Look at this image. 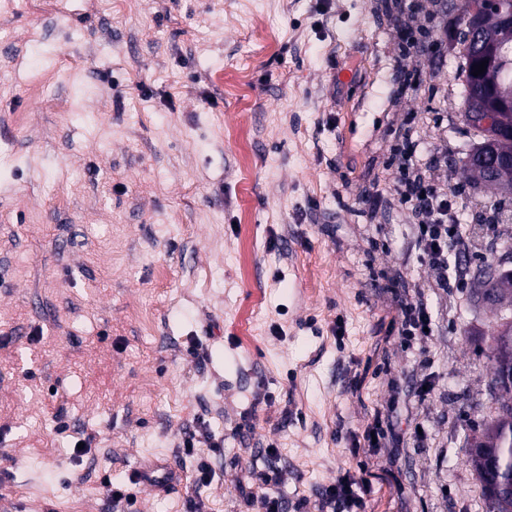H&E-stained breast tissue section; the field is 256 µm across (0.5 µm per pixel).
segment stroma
I'll return each mask as SVG.
<instances>
[{
  "mask_svg": "<svg viewBox=\"0 0 512 512\" xmlns=\"http://www.w3.org/2000/svg\"><path fill=\"white\" fill-rule=\"evenodd\" d=\"M252 2L0 0V512H105V479L167 466L134 508L190 512L200 418L224 440L205 512H264L254 470L294 503L360 461L363 512H483L465 448L497 414L500 320L430 287L392 162L408 128L446 151L475 229L459 15ZM398 278L428 339L389 331ZM377 410L402 447H355Z\"/></svg>",
  "mask_w": 512,
  "mask_h": 512,
  "instance_id": "35a3bbf8",
  "label": "stroma"
}]
</instances>
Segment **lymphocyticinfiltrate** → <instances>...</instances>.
<instances>
[{
    "instance_id": "obj_1",
    "label": "lymphocytic infiltrate",
    "mask_w": 512,
    "mask_h": 512,
    "mask_svg": "<svg viewBox=\"0 0 512 512\" xmlns=\"http://www.w3.org/2000/svg\"><path fill=\"white\" fill-rule=\"evenodd\" d=\"M418 143L412 133H404L399 150L396 194L415 218L414 247L420 260L428 267L432 287L448 290L463 285L469 274V254L459 246L457 215L451 193L436 184L435 170L447 163V155L429 162H419ZM181 446L186 455L196 460L195 484L203 487L211 481L210 452L221 443L206 429L184 431ZM255 484L261 489L265 512H360L363 495L369 492L366 477L351 472L337 476L324 486L315 500H301L288 506L276 488L272 474L259 472Z\"/></svg>"
}]
</instances>
